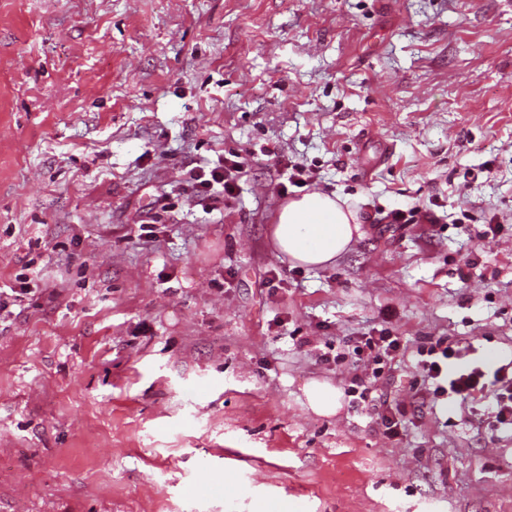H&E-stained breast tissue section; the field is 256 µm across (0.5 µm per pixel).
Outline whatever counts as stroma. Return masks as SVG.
<instances>
[{
    "mask_svg": "<svg viewBox=\"0 0 512 512\" xmlns=\"http://www.w3.org/2000/svg\"><path fill=\"white\" fill-rule=\"evenodd\" d=\"M236 155L233 198L195 192ZM309 188L361 232L312 270L269 236ZM12 288L0 512H512L487 399L432 401L405 354L391 437L356 355L321 359L387 327L512 360V0H0ZM304 396L308 407L320 415H334L340 406L336 389L328 383L309 382L304 387ZM357 387H349L347 392L354 397V401L361 405L365 409L379 410L382 409L380 416L385 426V433L389 436L398 435V420L396 415L404 416L405 408L397 402L388 403L386 400L381 401V396L374 394L375 388L372 384L367 385L365 383L356 384Z\"/></svg>",
    "mask_w": 512,
    "mask_h": 512,
    "instance_id": "35a3bbf8",
    "label": "stroma"
}]
</instances>
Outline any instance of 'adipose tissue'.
Instances as JSON below:
<instances>
[{
  "label": "adipose tissue",
  "instance_id": "obj_1",
  "mask_svg": "<svg viewBox=\"0 0 512 512\" xmlns=\"http://www.w3.org/2000/svg\"><path fill=\"white\" fill-rule=\"evenodd\" d=\"M358 235L357 216L346 202L315 190L283 204L270 226L274 250L305 268L334 263Z\"/></svg>",
  "mask_w": 512,
  "mask_h": 512
}]
</instances>
